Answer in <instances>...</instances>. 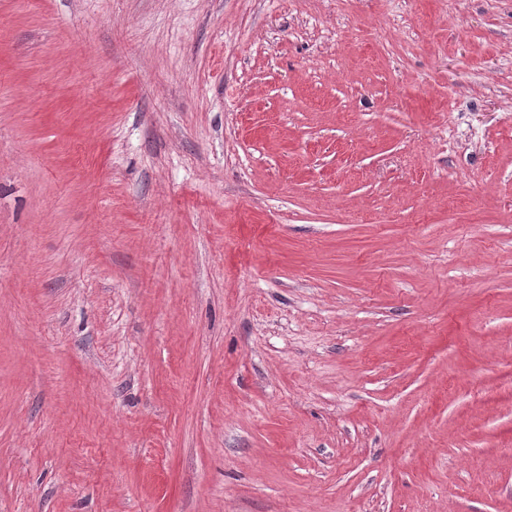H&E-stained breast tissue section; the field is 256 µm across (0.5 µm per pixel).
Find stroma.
Here are the masks:
<instances>
[{
    "label": "stroma",
    "mask_w": 512,
    "mask_h": 512,
    "mask_svg": "<svg viewBox=\"0 0 512 512\" xmlns=\"http://www.w3.org/2000/svg\"><path fill=\"white\" fill-rule=\"evenodd\" d=\"M0 512H512V0H0Z\"/></svg>",
    "instance_id": "35a3bbf8"
}]
</instances>
